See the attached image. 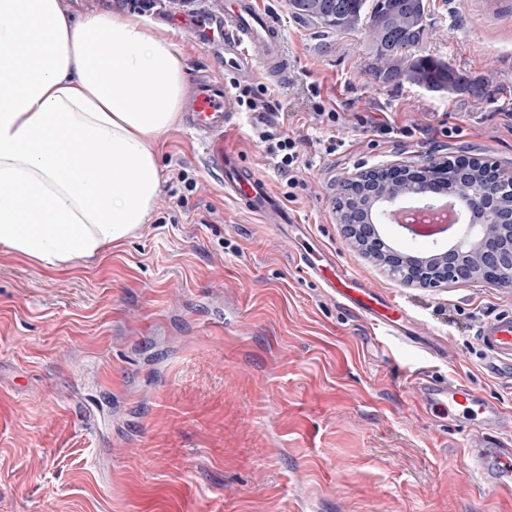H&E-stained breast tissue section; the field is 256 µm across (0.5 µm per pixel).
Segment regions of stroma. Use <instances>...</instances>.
I'll return each mask as SVG.
<instances>
[{
  "label": "stroma",
  "instance_id": "35a3bbf8",
  "mask_svg": "<svg viewBox=\"0 0 512 512\" xmlns=\"http://www.w3.org/2000/svg\"><path fill=\"white\" fill-rule=\"evenodd\" d=\"M65 3L165 24L189 77L265 81L195 35L183 16L201 0ZM261 5L284 28L290 80L271 105L240 112L224 148L309 225L314 245L402 296L414 345L384 340L302 273L296 241L225 197L205 146L179 123L156 146L162 186L148 224L101 262L48 272L0 251V512H296L303 492L319 512H512L478 486L462 436L443 432L415 392L422 378L459 380L512 413V385L485 374L475 343L481 320L512 309V289L393 279L354 247L332 203L359 167L465 155L512 168V26L468 0H428L420 52L480 87L448 96L375 80L361 33H323L287 0ZM320 104L339 121L317 124ZM257 124L297 140L296 190Z\"/></svg>",
  "mask_w": 512,
  "mask_h": 512
}]
</instances>
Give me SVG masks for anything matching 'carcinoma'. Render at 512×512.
<instances>
[{
	"mask_svg": "<svg viewBox=\"0 0 512 512\" xmlns=\"http://www.w3.org/2000/svg\"><path fill=\"white\" fill-rule=\"evenodd\" d=\"M426 0H288L292 15L325 32H362L372 53V71L382 83L407 81L431 92L470 90L447 62L422 55Z\"/></svg>",
	"mask_w": 512,
	"mask_h": 512,
	"instance_id": "obj_1",
	"label": "carcinoma"
}]
</instances>
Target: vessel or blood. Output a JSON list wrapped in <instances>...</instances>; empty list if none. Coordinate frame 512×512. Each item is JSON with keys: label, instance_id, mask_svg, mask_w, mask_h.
Segmentation results:
<instances>
[{"label": "vessel or blood", "instance_id": "vessel-or-blood-1", "mask_svg": "<svg viewBox=\"0 0 512 512\" xmlns=\"http://www.w3.org/2000/svg\"><path fill=\"white\" fill-rule=\"evenodd\" d=\"M198 29L223 34L227 61L241 74L251 75L260 69L274 82L286 80L284 32L279 20L262 9L258 0H222L218 9H205ZM238 115V102L223 81L209 76L195 79L186 120L205 145L207 161L223 183L225 196L265 223L292 228L295 218L280 205L268 182L222 146L225 132L235 126ZM298 264L302 272L321 282L338 305L370 319L384 337L401 340L410 336L407 309L369 286L350 268L308 250L299 254ZM476 340L485 369L512 382V310H501L483 320ZM416 391L426 407L439 414L457 411L461 426L469 434V467L474 478L491 491L511 494L512 444L503 440L502 432L512 426V419L498 403L475 387L453 380L422 381Z\"/></svg>", "mask_w": 512, "mask_h": 512}]
</instances>
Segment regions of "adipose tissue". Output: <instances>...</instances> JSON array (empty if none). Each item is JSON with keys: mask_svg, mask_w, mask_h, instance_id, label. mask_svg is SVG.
I'll return each instance as SVG.
<instances>
[{"mask_svg": "<svg viewBox=\"0 0 512 512\" xmlns=\"http://www.w3.org/2000/svg\"><path fill=\"white\" fill-rule=\"evenodd\" d=\"M146 27L116 7L0 0V249L56 270L149 221L151 146L180 120L187 69L167 30Z\"/></svg>", "mask_w": 512, "mask_h": 512, "instance_id": "ef3b65f1", "label": "adipose tissue"}]
</instances>
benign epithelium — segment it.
Wrapping results in <instances>:
<instances>
[{
  "instance_id": "7a95c632",
  "label": "benign epithelium",
  "mask_w": 512,
  "mask_h": 512,
  "mask_svg": "<svg viewBox=\"0 0 512 512\" xmlns=\"http://www.w3.org/2000/svg\"><path fill=\"white\" fill-rule=\"evenodd\" d=\"M458 171L483 184L482 191L461 199L463 211L483 217L499 214L508 206L507 219L474 224L477 234L437 252L417 256L387 244L375 216L407 198L417 185L442 182L448 172ZM341 186L353 193L336 203V211L348 216L344 231L353 244L388 274L418 288H440L450 283L481 281L498 288H512V170L489 157L458 156L425 163H390L356 168L340 178Z\"/></svg>"
}]
</instances>
